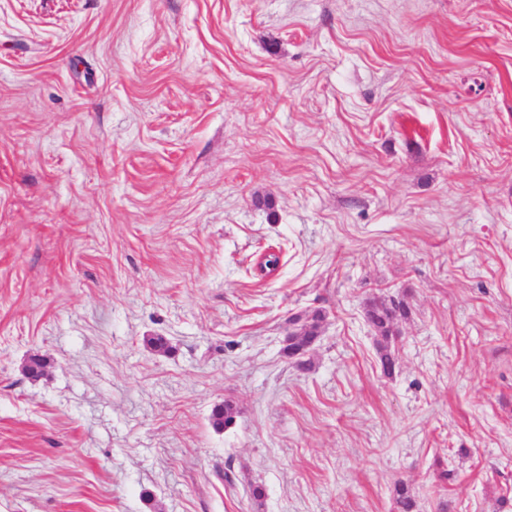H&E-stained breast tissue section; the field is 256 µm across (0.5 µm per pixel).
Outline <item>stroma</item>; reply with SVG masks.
<instances>
[{"label":"stroma","mask_w":512,"mask_h":512,"mask_svg":"<svg viewBox=\"0 0 512 512\" xmlns=\"http://www.w3.org/2000/svg\"><path fill=\"white\" fill-rule=\"evenodd\" d=\"M399 481L512 512V0H0V512ZM408 314L402 301L371 299L366 304V318L378 336L387 344L397 336L398 318ZM325 315L321 310L308 312L303 322L288 334L283 353L288 358H294L297 351L306 344L315 342L320 337ZM237 414L238 409L235 403L229 400L224 401V404H218L211 410V425L216 430L227 429L235 424Z\"/></svg>","instance_id":"35a3bbf8"}]
</instances>
